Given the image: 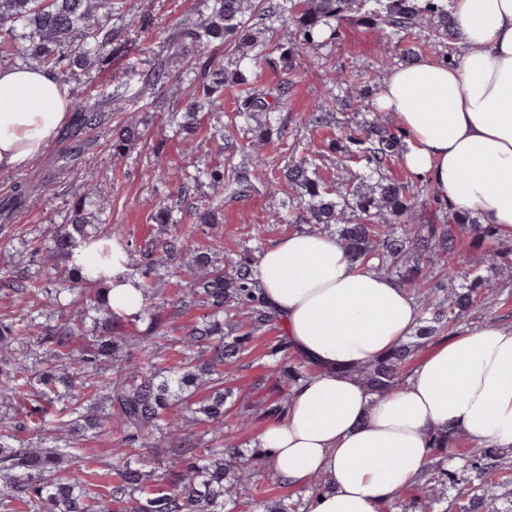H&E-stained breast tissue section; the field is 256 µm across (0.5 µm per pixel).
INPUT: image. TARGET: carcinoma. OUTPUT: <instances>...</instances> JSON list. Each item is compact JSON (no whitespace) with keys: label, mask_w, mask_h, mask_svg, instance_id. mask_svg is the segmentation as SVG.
Instances as JSON below:
<instances>
[{"label":"carcinoma","mask_w":512,"mask_h":512,"mask_svg":"<svg viewBox=\"0 0 512 512\" xmlns=\"http://www.w3.org/2000/svg\"><path fill=\"white\" fill-rule=\"evenodd\" d=\"M255 2L208 0L207 14L187 22L169 41L167 57H181L194 69L204 45L233 43L241 52L239 60L248 58L261 46L250 23ZM354 14L381 30L409 31L429 22L446 36L452 27L441 0H294L288 40L277 45L280 59L289 62L297 47L334 34L333 23ZM114 19L126 29L140 30L150 23L145 13L131 14L127 0H0V67L35 63L63 84L77 67L108 68L129 48L128 42H118ZM201 69L194 94L182 108L179 130H192L197 113L220 108L224 86L231 82L243 86L237 114L255 123L254 141L229 176L221 166L186 171L180 192L189 193L204 179L216 196L226 188L245 196L262 164L258 149L273 134L270 114L285 107L294 82L286 79L275 90L260 92L250 87L241 70L224 69L212 55ZM143 80L163 87L171 74L165 64L154 61ZM138 138L137 121L129 117L112 128V153L123 154ZM347 140L348 158L378 179L367 184L364 173L348 171L332 190L320 173V155L307 151L284 169L296 192L287 205V222L306 224L317 233L335 229L353 259L379 273L397 274L420 304L425 317L419 319L416 342L345 369L369 393L380 394L403 384L404 371L419 348L493 292L481 274L484 268L497 271L503 282L512 278V246L500 242L493 226L478 224L469 215L449 209L437 221L426 218L428 206L438 203L428 183L383 176L402 138L380 116L362 121L358 133ZM86 182L90 188L74 202L70 223L53 228L29 250L40 256L48 275L87 242L107 243L104 257L112 244L131 254L133 243L90 212L97 192L93 173ZM13 194L34 208L44 203L42 192L26 182H16ZM192 216L194 226L186 232L170 207L160 208L157 220L170 229L144 245L137 282L142 305L135 313L113 310L102 276L76 265L66 269L68 286L63 288H42L29 275L15 283L16 302L24 314L0 322V397L18 403L31 398L36 405L0 424V512H11L14 502L27 512H253L258 506L263 512H299L307 507L287 496L260 503L246 498L248 484L267 472V458L260 448L245 454L232 434L224 433V406L232 396L224 388L228 369L237 366L255 335L280 324L254 277L262 241L254 237V245L242 246L227 267L215 266L211 251L216 243L192 247L189 238L195 230L218 223L217 209L198 204ZM463 234L483 245L465 269L456 258ZM434 263L449 280L459 281L443 299L439 289L428 286L427 272ZM166 274L188 286L191 303L205 310L200 320L166 326L161 311L169 309L173 318L186 305V300L169 299L162 292ZM57 307L76 311L56 321L51 310ZM144 320L147 327L138 329ZM126 326L135 333H124ZM271 353L284 363L256 414L276 421L287 412L292 388L307 378L309 363L304 358L289 362L291 346L283 334ZM52 428L60 437L51 446L12 444L17 430L40 435ZM89 436L101 441L113 460L103 494L73 475L84 462L82 442ZM159 440L166 443L161 468L148 453ZM456 444L453 432L435 435L432 448L440 459L428 467L430 477L414 492L430 502L440 500L453 478L444 463L458 459L476 470L478 480L461 512H499L495 504L501 499L502 455L495 448H478L467 456Z\"/></svg>","instance_id":"carcinoma-1"}]
</instances>
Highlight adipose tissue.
Segmentation results:
<instances>
[{"instance_id": "ef3b65f1", "label": "adipose tissue", "mask_w": 512, "mask_h": 512, "mask_svg": "<svg viewBox=\"0 0 512 512\" xmlns=\"http://www.w3.org/2000/svg\"><path fill=\"white\" fill-rule=\"evenodd\" d=\"M452 17L463 58L396 68L374 105L396 115L404 164L440 203L512 238V0H453ZM70 107L48 71L0 67L1 178L49 148ZM98 250L83 245L75 264L102 265L113 308L137 311L141 294L125 256L113 252L104 264ZM255 276L294 353L313 366L285 417L257 436L281 483L310 486L309 512H381L421 477L440 430L512 447V327L465 329L403 385L372 395L345 370L407 339L421 315L412 294L352 260L335 236L307 230L270 244Z\"/></svg>"}]
</instances>
